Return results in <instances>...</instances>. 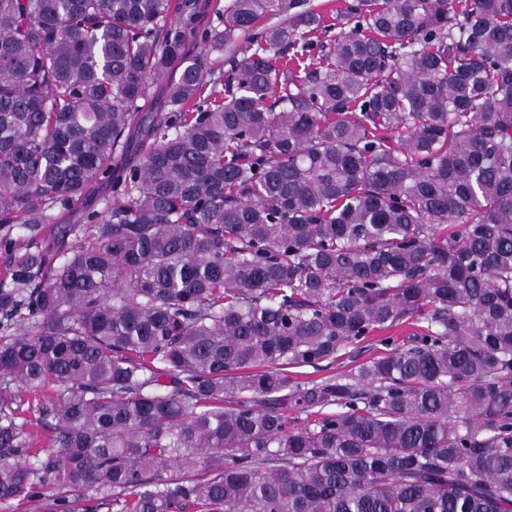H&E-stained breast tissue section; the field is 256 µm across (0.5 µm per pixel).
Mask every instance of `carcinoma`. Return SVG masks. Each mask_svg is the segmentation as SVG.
I'll return each mask as SVG.
<instances>
[{
	"instance_id": "1",
	"label": "carcinoma",
	"mask_w": 512,
	"mask_h": 512,
	"mask_svg": "<svg viewBox=\"0 0 512 512\" xmlns=\"http://www.w3.org/2000/svg\"><path fill=\"white\" fill-rule=\"evenodd\" d=\"M47 488L512 512V0H0V500ZM412 330H414L412 326L404 325L395 329L379 332L376 336L371 337L364 343L348 348L346 350L347 353L340 357L333 365L320 368L307 367L302 369H291L288 374L293 376L295 381L320 382L329 376L348 373L351 370L354 371L355 367L360 363L381 354L388 349L383 342H380L381 339L388 336H394L395 339H402L403 336H407V334ZM292 371H298V376H296L295 373H291Z\"/></svg>"
}]
</instances>
